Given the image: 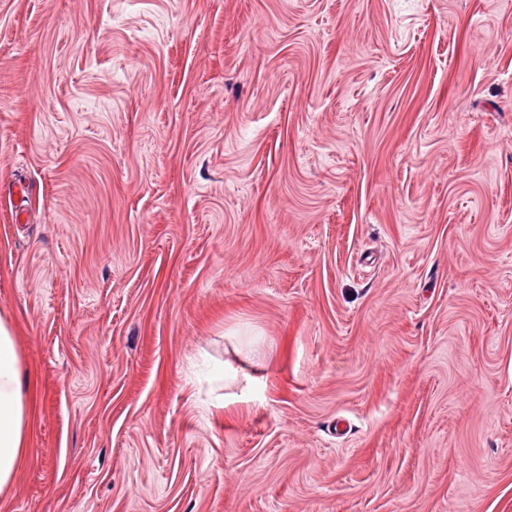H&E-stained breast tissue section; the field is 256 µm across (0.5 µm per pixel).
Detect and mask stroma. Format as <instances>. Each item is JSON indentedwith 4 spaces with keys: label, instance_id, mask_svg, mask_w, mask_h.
Returning <instances> with one entry per match:
<instances>
[{
    "label": "stroma",
    "instance_id": "stroma-1",
    "mask_svg": "<svg viewBox=\"0 0 512 512\" xmlns=\"http://www.w3.org/2000/svg\"><path fill=\"white\" fill-rule=\"evenodd\" d=\"M0 316V512H512V0H0ZM30 410L11 328L0 317V493L10 487L24 457Z\"/></svg>",
    "mask_w": 512,
    "mask_h": 512
}]
</instances>
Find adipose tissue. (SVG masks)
<instances>
[{
	"mask_svg": "<svg viewBox=\"0 0 512 512\" xmlns=\"http://www.w3.org/2000/svg\"><path fill=\"white\" fill-rule=\"evenodd\" d=\"M30 410L11 328L0 318V492L10 487L24 457Z\"/></svg>",
	"mask_w": 512,
	"mask_h": 512,
	"instance_id": "1",
	"label": "adipose tissue"
}]
</instances>
